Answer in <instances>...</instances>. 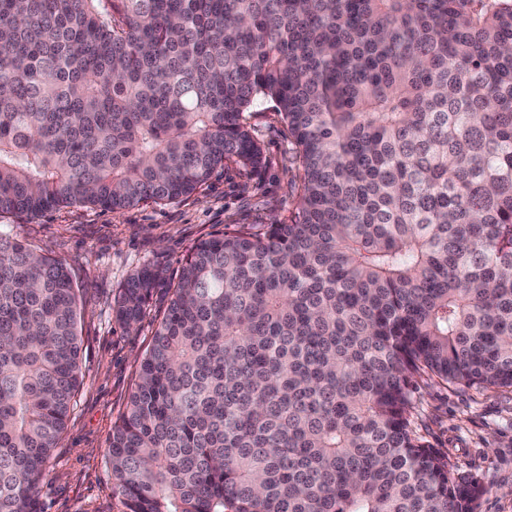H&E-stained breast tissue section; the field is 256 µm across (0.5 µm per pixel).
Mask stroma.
Instances as JSON below:
<instances>
[{
	"label": "stroma",
	"instance_id": "1",
	"mask_svg": "<svg viewBox=\"0 0 512 512\" xmlns=\"http://www.w3.org/2000/svg\"><path fill=\"white\" fill-rule=\"evenodd\" d=\"M256 134L271 159L248 175L229 165L216 169L191 198L121 211L72 205L38 217L0 215V234L67 264L78 290L81 385L73 399L54 459L40 483L41 512H123L113 492L107 455L168 296L157 291L150 314L133 329L112 315L128 275L146 263L180 277L198 241L237 225L284 221L295 206L290 194L288 128L273 102L259 101ZM411 421L421 443L447 457L448 466L486 489L476 512H512V389H483L418 380Z\"/></svg>",
	"mask_w": 512,
	"mask_h": 512
}]
</instances>
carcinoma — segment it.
I'll use <instances>...</instances> for the list:
<instances>
[{
	"mask_svg": "<svg viewBox=\"0 0 512 512\" xmlns=\"http://www.w3.org/2000/svg\"><path fill=\"white\" fill-rule=\"evenodd\" d=\"M295 208L145 264L168 304L107 454L124 512H475L415 377L512 388V0H0V214L189 198L267 166ZM67 265L0 234V512H39L80 386Z\"/></svg>",
	"mask_w": 512,
	"mask_h": 512,
	"instance_id": "obj_1",
	"label": "carcinoma"
}]
</instances>
